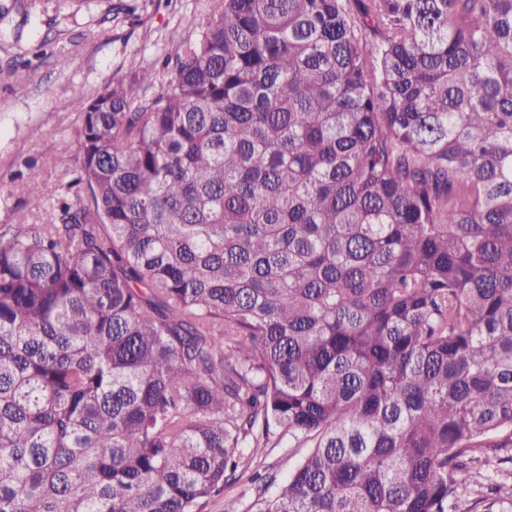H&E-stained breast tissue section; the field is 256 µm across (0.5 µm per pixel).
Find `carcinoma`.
I'll use <instances>...</instances> for the list:
<instances>
[{"instance_id": "cac0c4a2", "label": "carcinoma", "mask_w": 512, "mask_h": 512, "mask_svg": "<svg viewBox=\"0 0 512 512\" xmlns=\"http://www.w3.org/2000/svg\"><path fill=\"white\" fill-rule=\"evenodd\" d=\"M44 0H9L38 12ZM0 225V512H499L512 0H221ZM293 449L288 448V441L283 442L282 445L276 448H266L261 457L255 460L256 462L252 468L265 471L276 483H279L288 475V471L295 465L297 460L308 452L310 448H297L296 452L288 457ZM480 462L475 467V481L478 483H487L486 479L493 478L503 488L501 496L504 501L501 505L503 510H512L510 503V486H512V462H504L501 460L512 456V448H497L495 451L488 450L487 452L477 453ZM248 475L224 486V491L209 499L203 512H254L259 492Z\"/></svg>"}]
</instances>
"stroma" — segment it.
<instances>
[{"instance_id":"1","label":"stroma","mask_w":512,"mask_h":512,"mask_svg":"<svg viewBox=\"0 0 512 512\" xmlns=\"http://www.w3.org/2000/svg\"><path fill=\"white\" fill-rule=\"evenodd\" d=\"M219 0H83L79 9L46 0L31 20L0 19V224H34L33 195L60 181L53 157L74 142L88 100L108 81H133L174 53L169 35L196 36ZM26 66L17 94L10 72ZM248 478L226 485L204 512H255Z\"/></svg>"}]
</instances>
